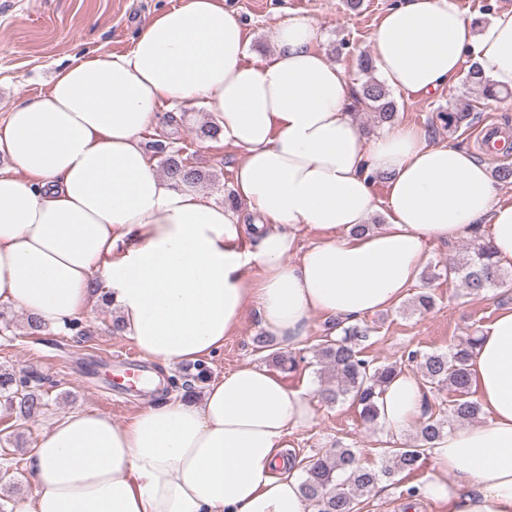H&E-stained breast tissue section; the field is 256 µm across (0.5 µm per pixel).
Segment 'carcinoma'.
<instances>
[{
	"mask_svg": "<svg viewBox=\"0 0 512 512\" xmlns=\"http://www.w3.org/2000/svg\"><path fill=\"white\" fill-rule=\"evenodd\" d=\"M358 66L365 76L355 103L375 113L377 123H390L395 116V103L389 88L373 75L374 64L369 56L359 59ZM465 83L482 88L488 98H496L501 91L491 88L483 79L477 63H472L465 75ZM445 127L457 131L472 122V106L460 102L438 115ZM164 176L178 185L197 186L211 179V175L188 162L181 150H172L162 161ZM446 276L458 277L470 293L479 295L491 288H509L512 275L494 260L487 241L473 246L461 257L448 259ZM371 329L355 322L344 325L340 320H329L326 336L314 351L317 361L330 371L319 396L322 402L334 404L350 400L359 411L363 422L373 424L378 416L377 401L384 387L400 371L393 365H378L364 355L365 342ZM478 339L469 336L458 340L446 352H431L419 360L421 377L430 387H447L456 393V399L448 406V418L428 415L419 425L411 442H401L387 448L384 456L387 465L381 468L360 464L357 452L340 447L324 457L311 459L304 467L301 492L310 503L313 512H355L360 499L369 495L385 478L397 472L412 473L419 468L427 452V445L438 439L446 428L470 422L478 418L480 407L469 399L470 356ZM0 397L5 398L8 409L24 420L39 414L47 405L45 394L30 377L16 371H0Z\"/></svg>",
	"mask_w": 512,
	"mask_h": 512,
	"instance_id": "carcinoma-1",
	"label": "carcinoma"
}]
</instances>
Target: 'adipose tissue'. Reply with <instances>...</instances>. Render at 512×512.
<instances>
[{
	"mask_svg": "<svg viewBox=\"0 0 512 512\" xmlns=\"http://www.w3.org/2000/svg\"><path fill=\"white\" fill-rule=\"evenodd\" d=\"M322 41L312 20L292 17L273 53L252 60L224 0H179L129 50L76 59L14 105L0 119V156L13 165L0 171V305L62 327L109 300L122 334L168 367L217 355L251 302L285 349L303 345L311 316L354 322L389 309L416 282L429 241L482 222L495 260L512 266V205L499 202L487 165L410 126L365 138ZM371 45L398 92L453 82L468 55L495 89L512 90L511 9L484 18L455 0H399ZM189 100L241 151L243 212L159 176L140 145L160 105ZM377 210L386 224L356 233ZM299 224L322 237L293 261ZM248 231L251 249L241 244ZM469 371L487 419L430 444L417 493L445 512H512V312L485 326ZM422 399L406 373L385 387L377 423L386 443L418 426ZM313 416L307 389L257 364L125 425L72 412L29 457L32 494L15 512H310L284 450Z\"/></svg>",
	"mask_w": 512,
	"mask_h": 512,
	"instance_id": "obj_1",
	"label": "adipose tissue"
}]
</instances>
